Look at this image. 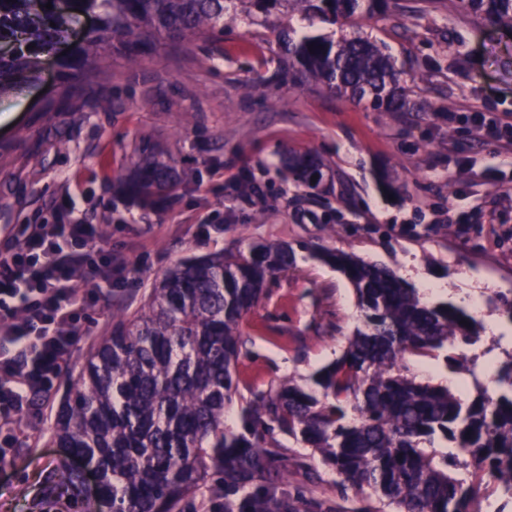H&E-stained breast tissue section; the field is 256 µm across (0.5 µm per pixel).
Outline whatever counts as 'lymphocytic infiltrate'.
Masks as SVG:
<instances>
[{
    "instance_id": "f902f5d3",
    "label": "lymphocytic infiltrate",
    "mask_w": 512,
    "mask_h": 512,
    "mask_svg": "<svg viewBox=\"0 0 512 512\" xmlns=\"http://www.w3.org/2000/svg\"><path fill=\"white\" fill-rule=\"evenodd\" d=\"M16 225L0 245V427L16 424L48 390L78 340L75 319L130 272L107 228L72 219Z\"/></svg>"
}]
</instances>
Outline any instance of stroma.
Listing matches in <instances>:
<instances>
[{
	"instance_id": "1",
	"label": "stroma",
	"mask_w": 512,
	"mask_h": 512,
	"mask_svg": "<svg viewBox=\"0 0 512 512\" xmlns=\"http://www.w3.org/2000/svg\"><path fill=\"white\" fill-rule=\"evenodd\" d=\"M387 3L353 28L314 18L303 31L356 29L385 44L408 89L404 112L293 83L258 11L184 46L160 44L135 65L113 56L94 86L97 106L73 112L58 100L57 55L82 35L83 18L45 56L38 81L0 96V243L13 225L56 221L68 196L76 216L107 227L113 250L133 264L111 297L81 313L51 390L0 429V453L13 461L0 472V512H48L61 454L50 428L71 370L111 332L114 312L139 307L182 258L256 242L293 247L295 269L269 281L243 329L237 374L258 390L333 361L359 323L353 285L315 255L318 246L398 272L413 263L425 281L479 289L489 312L512 317V153L464 118L512 122V30L459 0ZM147 151L172 175L152 207L124 191ZM291 152L321 162L318 188L285 178ZM204 224L221 230L202 237ZM272 442L288 461L280 489L294 512H348L369 500L302 443L281 434Z\"/></svg>"
}]
</instances>
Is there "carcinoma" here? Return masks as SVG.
Masks as SVG:
<instances>
[{"label": "carcinoma", "mask_w": 512, "mask_h": 512, "mask_svg": "<svg viewBox=\"0 0 512 512\" xmlns=\"http://www.w3.org/2000/svg\"><path fill=\"white\" fill-rule=\"evenodd\" d=\"M384 0H255L288 54L300 82L375 109L406 106L401 71L378 44L362 38L288 36L292 12L330 25H352ZM51 9H46V4ZM238 0H0V93L37 79L42 51L81 16L98 26L59 61L61 98L75 112L115 52L135 63L162 40L224 31ZM491 25L512 27V0H460ZM55 26H50V23ZM313 50H308V47ZM285 167L302 183L320 174L307 154ZM169 182L148 163L128 182L150 202ZM354 286L361 325L341 355L309 383H272L243 399L241 431L224 430V412L239 395L236 367L243 325L262 301L269 278L295 265L291 247L262 243L189 257L166 270L145 302L113 320L73 378L51 427L64 449L61 484L70 460L98 478L92 512H193L201 490H224V512H288L278 495V460L268 437L283 434L320 454L342 482L368 488L395 512H478L479 497L512 502V351L495 364L489 390L480 358L482 320L446 301L425 302L386 266L319 248ZM465 320L469 326L460 324ZM437 363L466 374V394L418 379L414 367Z\"/></svg>", "instance_id": "1"}]
</instances>
